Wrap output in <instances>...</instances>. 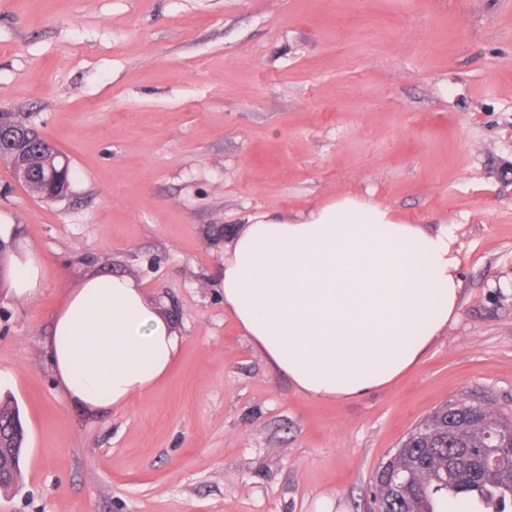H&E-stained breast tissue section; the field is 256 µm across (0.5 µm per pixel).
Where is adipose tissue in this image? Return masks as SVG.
I'll use <instances>...</instances> for the list:
<instances>
[{
  "instance_id": "ef3b65f1",
  "label": "adipose tissue",
  "mask_w": 512,
  "mask_h": 512,
  "mask_svg": "<svg viewBox=\"0 0 512 512\" xmlns=\"http://www.w3.org/2000/svg\"><path fill=\"white\" fill-rule=\"evenodd\" d=\"M458 268L447 230L342 195L299 217H250L224 250V306L299 392L351 400L419 366L458 315ZM43 282L38 253L12 255L16 297L36 298ZM180 347L142 286L113 273L66 293L47 344L71 395L94 407L147 393Z\"/></svg>"
}]
</instances>
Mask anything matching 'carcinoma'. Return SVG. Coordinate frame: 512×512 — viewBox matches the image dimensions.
I'll use <instances>...</instances> for the list:
<instances>
[{"mask_svg":"<svg viewBox=\"0 0 512 512\" xmlns=\"http://www.w3.org/2000/svg\"><path fill=\"white\" fill-rule=\"evenodd\" d=\"M34 160L25 187L41 195L47 182L37 154L43 141L29 139ZM15 425L0 438L7 447L0 487L15 483L25 434L19 411L0 403V423ZM496 445L512 460V415L481 402L449 401L411 429L372 480L379 512H506L512 507V468L487 465L483 449Z\"/></svg>","mask_w":512,"mask_h":512,"instance_id":"1","label":"carcinoma"}]
</instances>
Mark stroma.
I'll use <instances>...</instances> for the list:
<instances>
[{"instance_id":"35a3bbf8","label":"stroma","mask_w":512,"mask_h":512,"mask_svg":"<svg viewBox=\"0 0 512 512\" xmlns=\"http://www.w3.org/2000/svg\"><path fill=\"white\" fill-rule=\"evenodd\" d=\"M1 109L77 180L50 202L0 163V225L45 262L34 301L0 287V398L26 430L0 512H368L435 407L512 410V0H0ZM348 193L447 229L462 290L413 372L341 401L269 365L221 281L249 216ZM102 271L182 338L121 407L72 400L46 349Z\"/></svg>"}]
</instances>
